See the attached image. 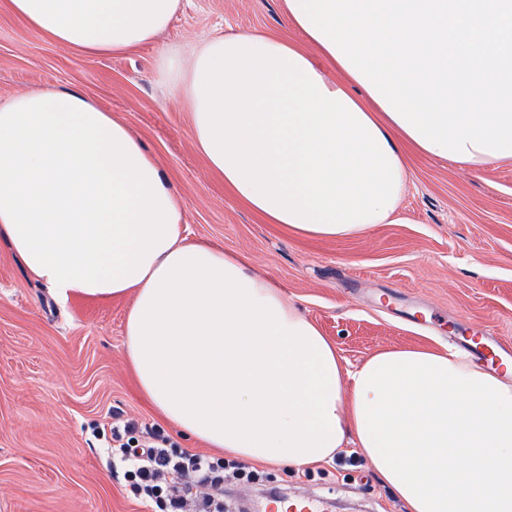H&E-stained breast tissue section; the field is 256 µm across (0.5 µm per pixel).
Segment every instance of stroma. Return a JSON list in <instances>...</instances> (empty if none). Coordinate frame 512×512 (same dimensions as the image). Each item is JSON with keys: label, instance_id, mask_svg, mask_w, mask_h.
<instances>
[{"label": "stroma", "instance_id": "35a3bbf8", "mask_svg": "<svg viewBox=\"0 0 512 512\" xmlns=\"http://www.w3.org/2000/svg\"><path fill=\"white\" fill-rule=\"evenodd\" d=\"M243 30L297 37L280 0H181L152 43L85 56L28 32L0 0V102L74 90L127 122L183 197L190 239L277 280L351 365L395 347L439 349L473 328L512 345V161L473 169L410 153L398 222L359 236L265 223L209 169L188 112L154 79L160 51ZM129 306L58 303L0 240V512H151L128 497L106 453L112 425L161 423L126 363ZM273 478L322 512H406L366 459Z\"/></svg>", "mask_w": 512, "mask_h": 512}]
</instances>
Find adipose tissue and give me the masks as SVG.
<instances>
[{"mask_svg": "<svg viewBox=\"0 0 512 512\" xmlns=\"http://www.w3.org/2000/svg\"><path fill=\"white\" fill-rule=\"evenodd\" d=\"M179 2L6 6L94 56L154 40ZM282 2L301 41L223 34L157 66L210 169L269 223L329 239L394 223L411 148L512 160V0ZM185 210L128 124L82 93L0 104V238L60 302L130 299L127 361L180 437L283 469L352 443L407 512H512V366L412 348L349 366L244 257L189 241Z\"/></svg>", "mask_w": 512, "mask_h": 512, "instance_id": "obj_1", "label": "adipose tissue"}]
</instances>
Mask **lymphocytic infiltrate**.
I'll return each mask as SVG.
<instances>
[{"instance_id": "f902f5d3", "label": "lymphocytic infiltrate", "mask_w": 512, "mask_h": 512, "mask_svg": "<svg viewBox=\"0 0 512 512\" xmlns=\"http://www.w3.org/2000/svg\"><path fill=\"white\" fill-rule=\"evenodd\" d=\"M134 423L113 426L112 467L122 469L127 493L150 503L154 512H230L224 500L228 484H268V474L221 457L191 453L171 444L155 427L131 443Z\"/></svg>"}]
</instances>
